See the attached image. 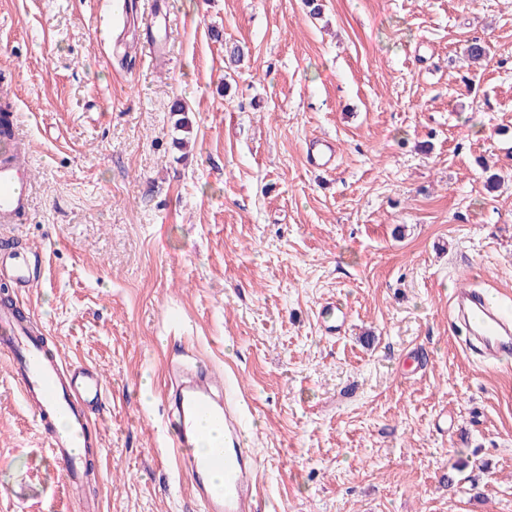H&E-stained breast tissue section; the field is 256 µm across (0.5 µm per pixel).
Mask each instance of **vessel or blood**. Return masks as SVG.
I'll return each instance as SVG.
<instances>
[{
	"label": "vessel or blood",
	"instance_id": "1",
	"mask_svg": "<svg viewBox=\"0 0 512 512\" xmlns=\"http://www.w3.org/2000/svg\"><path fill=\"white\" fill-rule=\"evenodd\" d=\"M140 23L151 31V38L124 42V49L163 59L169 15L154 10ZM307 155L313 167L325 168L335 159L336 146L330 140L316 139L309 143ZM31 188V168L20 154L18 137L1 141L0 224L16 223L25 214ZM40 271L39 255L0 248V280L23 289L34 288ZM451 300L486 359L495 362L512 353V317L499 309L493 294L467 289L455 292ZM46 343L45 334L30 332L17 310L0 308V354L5 355L22 399L47 435L52 457L74 485L83 478L88 449L99 445L90 429L89 409L102 406L107 384L96 367L44 359ZM214 386L207 366L182 367L174 392L179 422L171 443L181 468L191 479L202 512H256L253 478L257 458L245 445L238 407L217 397ZM203 419L223 426L224 441L220 448L199 457L193 448L199 436L198 423ZM218 471L224 475L220 492L210 485L211 475Z\"/></svg>",
	"mask_w": 512,
	"mask_h": 512
}]
</instances>
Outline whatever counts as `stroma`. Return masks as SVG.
<instances>
[{"label":"stroma","instance_id":"35a3bbf8","mask_svg":"<svg viewBox=\"0 0 512 512\" xmlns=\"http://www.w3.org/2000/svg\"><path fill=\"white\" fill-rule=\"evenodd\" d=\"M121 2L0 0L34 179L0 239L42 254L0 298L108 385L80 496L0 357V512H202L167 445L186 360L232 389L259 512H512V365L448 315L477 277L512 305V0H158L160 67L105 47ZM307 155L315 168H327L336 157V145L328 139H316L308 144ZM319 316L330 334L340 333L346 329L348 323L347 312L339 307H323Z\"/></svg>","mask_w":512,"mask_h":512}]
</instances>
